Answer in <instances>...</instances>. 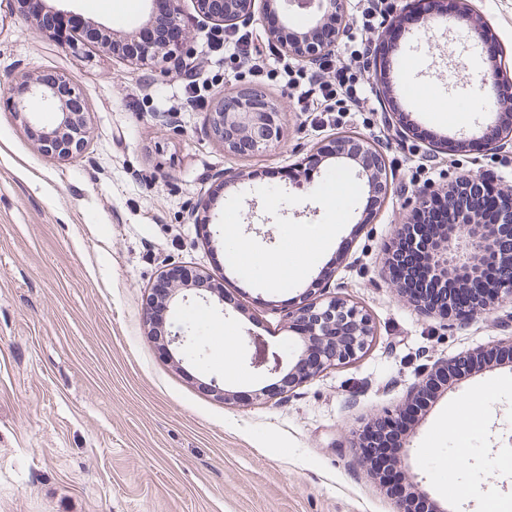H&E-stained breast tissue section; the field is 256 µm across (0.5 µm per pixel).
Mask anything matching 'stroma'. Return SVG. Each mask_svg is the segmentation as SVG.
<instances>
[{
  "label": "stroma",
  "instance_id": "1",
  "mask_svg": "<svg viewBox=\"0 0 512 512\" xmlns=\"http://www.w3.org/2000/svg\"><path fill=\"white\" fill-rule=\"evenodd\" d=\"M393 2L403 37L362 72L375 109L338 117L300 111V91L282 77L284 53L264 25L246 28L263 49L259 59L214 51L224 31L194 0L180 2L181 24L203 51L191 69L173 57L138 68L84 36L71 50L0 0V512H398L397 497L354 462L352 435L400 407L425 367L511 337L512 297L468 322L427 316L396 293L383 258L423 185L468 178L511 190L512 147L471 146L496 112L454 68L486 54L470 25L425 20L418 0ZM48 3L122 41L150 12L148 0ZM468 7L490 44L512 55V0ZM22 70L65 76L83 93L81 155L38 152L55 113L31 128L11 115L7 89ZM249 85L278 106L280 137L264 152L234 154L211 136L209 114ZM438 107L447 124L435 121ZM393 112L447 150L426 156L431 140L401 133ZM341 132L384 153L380 208L367 206L362 181L335 160L297 173L306 154ZM335 185V242L303 278L271 288L229 261L225 224L259 247L287 249L296 226L334 221L322 195ZM200 200L210 208L189 223L185 211ZM170 264L214 275L224 303L177 302L166 330L191 320L195 331L169 354L144 316L148 290ZM318 280L367 310L374 338L355 360L263 396L268 381L250 368L240 337L291 350L288 314ZM223 328L233 334V377L217 337ZM213 380L235 399L208 392ZM452 411L482 418L467 444L443 430ZM408 439L399 466L443 512H484L491 496L512 504V363L438 392Z\"/></svg>",
  "mask_w": 512,
  "mask_h": 512
}]
</instances>
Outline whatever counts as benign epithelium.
<instances>
[{"label": "benign epithelium", "instance_id": "obj_1", "mask_svg": "<svg viewBox=\"0 0 512 512\" xmlns=\"http://www.w3.org/2000/svg\"><path fill=\"white\" fill-rule=\"evenodd\" d=\"M256 0H195L198 11L216 25L234 28L238 25H251L256 21L258 11ZM264 13L279 12L283 17L282 27L269 30L271 37L284 47L286 52L309 63H318L325 55L332 53L335 42L319 43L314 35L324 26L334 23L341 29L345 23V0H263ZM296 14L309 20L304 32H288V23ZM182 55L189 59L197 53L191 50L188 36L175 44H168L156 51L149 49L130 59L147 65L158 54ZM512 72V62L507 56L489 60L488 74L491 89L503 87L502 78ZM9 101L12 112L24 123L38 118L40 112L50 110L58 115L53 130L40 138V150L44 154L67 158L79 155L84 150L85 138L82 125L84 97L80 90L61 78L51 79L41 75H21L9 86ZM282 113L278 107L267 101L256 89L243 87L230 97L224 98L215 110L209 113L211 135L224 144V149L239 154L256 152L269 147L279 137ZM332 154L336 162L348 165L362 156L375 160L374 165L361 164L355 169V176L368 187V191L384 192L387 174L382 158L375 148L362 138L354 136L335 137L316 147L298 164V169L311 165L320 156ZM463 183L458 181L443 189L423 188L416 192L414 210H419L438 194L456 192ZM512 239V205L501 209L498 223L482 224L471 218L466 224H449L446 232L435 239L427 237L420 224L398 226L391 246L387 251L385 264L393 270L399 265L403 254L402 242L419 243L423 260L438 278H456L461 285L468 284L478 273L475 258L497 257L503 239ZM316 297L300 302V306L289 314L290 328L303 334L293 359L286 358L277 351H271L259 336L248 335L245 341L252 349L250 367L261 376L274 380L270 395L289 391L309 378L319 374L331 365L346 364L364 352L374 336L369 315L355 303L336 296H327L314 289ZM502 295L512 296V259L504 263L499 272V280L490 299ZM411 302L423 314L438 313L456 320L468 321L489 307L485 299L471 297L454 300L451 308L429 306L424 297L413 296ZM496 351H506L512 357V341L506 345H496L469 352L452 362H438L427 376L414 384L408 395V402L423 397L425 391L434 384L436 376L448 374L455 365L464 363L481 366Z\"/></svg>", "mask_w": 512, "mask_h": 512}]
</instances>
